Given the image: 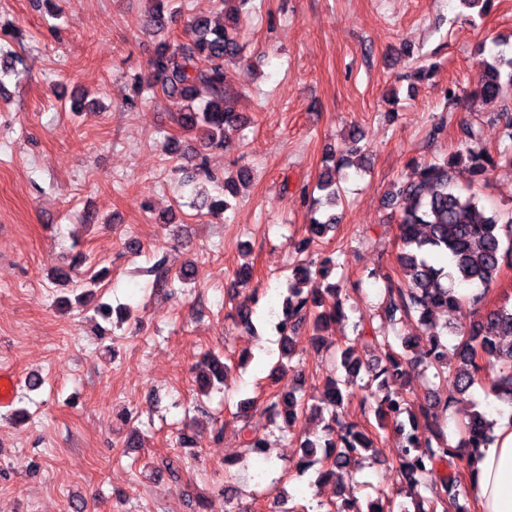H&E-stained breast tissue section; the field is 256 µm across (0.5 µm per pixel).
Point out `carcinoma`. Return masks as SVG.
I'll return each mask as SVG.
<instances>
[{"mask_svg":"<svg viewBox=\"0 0 512 512\" xmlns=\"http://www.w3.org/2000/svg\"><path fill=\"white\" fill-rule=\"evenodd\" d=\"M175 21L174 13L153 7L150 25L158 30ZM188 38L183 42L164 43L151 60L142 82L155 94L166 99L182 100L178 121L186 131L203 132V143L214 149L224 143L237 122V115L224 109L225 64L237 59L239 47L228 27L208 16H195L187 22ZM208 96L196 106L200 89ZM512 90V57L498 55L486 64L484 82L476 98L484 102L505 97ZM482 128L473 124L460 127L461 146L450 158L431 160L422 165L416 178L399 185L391 197L405 202L400 215L401 252L398 254L401 277L385 279L386 308L406 316H417L424 327L418 341H405L397 351L377 334L368 341L385 350V361L366 368V394L358 399L363 413H375L378 427L390 424L400 436L398 465L408 484V497L416 505L414 512H468L460 502L458 462L471 457L474 449L488 442L491 421L487 412L472 400L457 411L461 438L448 443L443 430L430 421V408L412 404L406 393L395 388L407 383L416 370L436 369V376L448 384L451 396L464 395L477 382L486 381V393L506 402L508 409L496 413L512 422V305H502L486 312L473 311L468 330L458 333L453 357H448V325L433 319L440 309L462 310L466 304L477 305L491 288L505 264L512 263V252L502 247V236L512 235V218L487 215L479 208L475 193L462 195L450 188L449 170L466 165L476 176L486 174L493 164L492 155L482 147ZM350 163L342 155L337 167L322 173L318 188L326 192V203L335 205L339 197L336 168ZM337 223L336 215L324 219L311 217L310 236L298 244V253L324 237ZM335 260L324 257L320 262L304 259L293 269L288 296L283 302L279 321L281 355L291 356V333L296 326L310 322L321 332L331 323L345 318L341 289L334 283L324 284ZM361 360L353 349L337 346L333 366L326 376L323 405L309 407L299 387L282 389L270 396L264 411L271 418L282 417L293 426L307 410H328L331 423L324 426V436L305 438L303 455L296 465L299 473L322 463L317 479H327L338 470L349 471L359 465L369 452L377 453L379 435L356 422L336 420V412L354 398L350 387L358 377ZM244 446L256 457L266 453L267 441L256 433L243 432ZM328 512H409L394 496L383 495L360 503L354 497L340 496Z\"/></svg>","mask_w":512,"mask_h":512,"instance_id":"1","label":"carcinoma"}]
</instances>
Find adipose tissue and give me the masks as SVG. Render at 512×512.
Segmentation results:
<instances>
[{"label":"adipose tissue","instance_id":"ef3b65f1","mask_svg":"<svg viewBox=\"0 0 512 512\" xmlns=\"http://www.w3.org/2000/svg\"><path fill=\"white\" fill-rule=\"evenodd\" d=\"M491 440L473 461L468 493L477 512H512V424L488 412Z\"/></svg>","mask_w":512,"mask_h":512}]
</instances>
